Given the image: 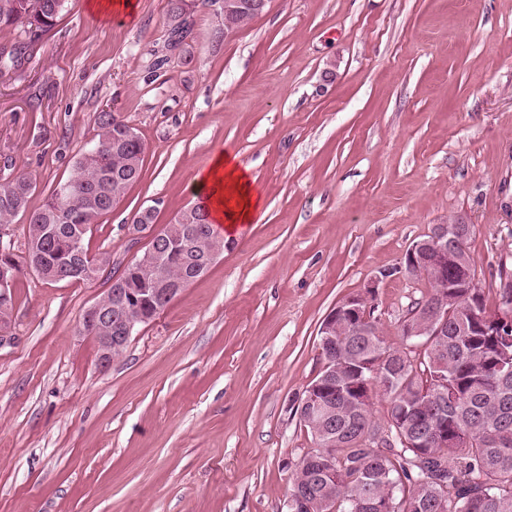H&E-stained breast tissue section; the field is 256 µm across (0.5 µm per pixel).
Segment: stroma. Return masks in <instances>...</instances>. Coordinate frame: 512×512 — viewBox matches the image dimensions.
Returning a JSON list of instances; mask_svg holds the SVG:
<instances>
[{"instance_id":"stroma-1","label":"stroma","mask_w":512,"mask_h":512,"mask_svg":"<svg viewBox=\"0 0 512 512\" xmlns=\"http://www.w3.org/2000/svg\"><path fill=\"white\" fill-rule=\"evenodd\" d=\"M85 2L0 72V175L31 176L40 205L109 109L148 149L90 251L142 253L135 214L156 209L159 232L221 152L264 207L104 371L78 329L109 281L19 275L0 335V512H282L313 445L297 400L336 303L377 283L402 347L431 288L398 267L454 217L475 227L488 305L512 274V0H272L218 45L224 17L200 5L172 58L167 0L130 17Z\"/></svg>"}]
</instances>
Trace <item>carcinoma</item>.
<instances>
[{
  "label": "carcinoma",
  "instance_id": "carcinoma-1",
  "mask_svg": "<svg viewBox=\"0 0 512 512\" xmlns=\"http://www.w3.org/2000/svg\"><path fill=\"white\" fill-rule=\"evenodd\" d=\"M68 4L0 0V32L16 30L23 36L0 46V65L21 67ZM193 5L194 0H168V46L173 50L181 47L183 34L192 32ZM95 122L98 133L79 152L75 175L58 184L41 205H31L35 184L30 177L20 174L0 182V229L20 218L26 224L25 255L13 256L18 270L27 268L47 284L52 283L47 275L71 271L77 264L70 236L53 230L83 225L91 232L141 178L147 151L142 136L136 132L124 138L126 124L110 110L98 112ZM188 225L201 228L204 238L214 233L199 200L165 225L152 246L166 249ZM473 232L469 227L457 243L456 227L448 225L457 263L448 265V282L430 283L431 293L410 307L413 312L447 302L448 336L439 347L421 357L411 352L400 356L378 324L370 336H350L342 328L329 340L327 353L336 368L352 371L359 359L388 352L397 377L392 390L383 394L380 420L375 418L378 392L360 408L337 397L334 386L319 388L337 409L332 476H322L318 460L309 455L299 459L287 498L308 502L303 512H327L323 504L330 500L336 512H374L375 503L393 512H512V325L500 322V316L512 314V278H500L497 304L488 308L468 249ZM164 272L171 280L187 282L203 274L179 254L168 257ZM155 275L142 267L138 255L112 287L136 289V310L152 312L160 306L153 294ZM444 387L455 395L448 409V441L406 445L413 437L430 439L433 426L426 418L438 407Z\"/></svg>",
  "mask_w": 512,
  "mask_h": 512
}]
</instances>
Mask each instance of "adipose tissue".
<instances>
[{"instance_id": "ef3b65f1", "label": "adipose tissue", "mask_w": 512, "mask_h": 512, "mask_svg": "<svg viewBox=\"0 0 512 512\" xmlns=\"http://www.w3.org/2000/svg\"><path fill=\"white\" fill-rule=\"evenodd\" d=\"M193 187L197 196L205 198L211 223L222 225L229 238L252 223L263 206L247 167L233 155H215L197 175Z\"/></svg>"}]
</instances>
